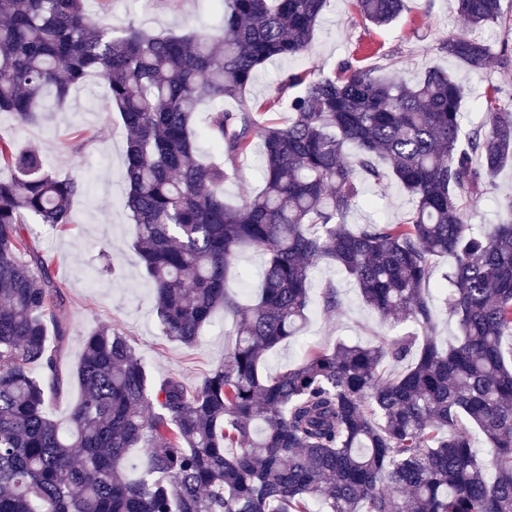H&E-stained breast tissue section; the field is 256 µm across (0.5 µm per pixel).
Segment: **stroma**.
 I'll use <instances>...</instances> for the list:
<instances>
[{
    "label": "stroma",
    "mask_w": 512,
    "mask_h": 512,
    "mask_svg": "<svg viewBox=\"0 0 512 512\" xmlns=\"http://www.w3.org/2000/svg\"><path fill=\"white\" fill-rule=\"evenodd\" d=\"M109 22L118 28L135 24L153 34L207 30L217 23L215 0H112ZM463 22L455 12V0H405V10L395 22L376 28L358 16L354 0H329L307 54L295 59H275L260 68L247 96L262 100L270 96L277 80L288 71L309 69L329 74L345 60L373 69L383 76L400 72L411 83L429 68L453 66L440 45ZM490 45L493 57L479 74L460 71L464 92L460 110L466 126L478 124L484 115L481 95L496 88L502 101H512V64L504 65L500 54L512 50V35L495 27L479 31ZM102 84L87 82L71 88L62 107L44 112L37 124L21 126L0 115V134L23 148L36 151L60 174L79 177L85 186L74 206V222L62 233L42 224L28 229L53 262V279L66 286L65 312L70 325L67 352L61 364L71 377L78 366L86 335L100 324L122 332L148 365L153 377L182 379L197 384L221 363L231 343V320L216 312L203 328L194 347H186L162 335L155 316L150 284L143 278L134 250V226L123 207L126 184L122 178L127 132L118 112L107 111ZM88 139L78 153L67 149L74 137ZM373 208H357L350 223L369 219L399 222L412 201L397 181L367 186ZM512 195V166L501 168L492 178L490 193L474 205L471 221L492 224L506 197ZM338 286L344 300L335 312L322 307L326 282ZM311 310L301 336L277 345L266 356L265 372L275 374L298 363L307 346L334 347L340 342H373L392 334L364 304L347 276L329 262L318 263L310 290Z\"/></svg>",
    "instance_id": "stroma-1"
}]
</instances>
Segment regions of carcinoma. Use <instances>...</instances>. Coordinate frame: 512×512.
<instances>
[{
    "mask_svg": "<svg viewBox=\"0 0 512 512\" xmlns=\"http://www.w3.org/2000/svg\"><path fill=\"white\" fill-rule=\"evenodd\" d=\"M109 2L94 13L89 0H0V114L35 124L72 86L103 83L129 133L125 208L162 334L192 345L222 307L234 339L189 387L154 380L122 332L99 326L76 370L79 401L66 421L51 419L46 404L64 386L65 285L26 230L67 228L84 184L0 136V163L14 170L0 180V512H512V198L498 223H469L486 178L512 161V108L486 89L485 120L465 132L456 70L409 84L349 60L330 75L289 73L272 98L251 101L260 66L310 49L328 0H217V31L181 35L118 30ZM455 2L465 28L441 49L480 73L491 50L469 30L511 32L512 11ZM356 5L377 27L405 7ZM285 96L288 122L265 119ZM200 137L220 158L199 159ZM256 139L263 186L230 205L224 182ZM359 173L401 185L413 201L403 220L348 224ZM245 248L266 256L251 306L226 288ZM440 256L451 259L445 304L459 332L446 347L432 336L429 291ZM323 259L382 320L412 330L310 348L263 372L266 353L306 324ZM323 305L342 306L330 283ZM386 362L405 368L389 374ZM473 424L492 445L487 458L472 450ZM133 448L146 455L135 479Z\"/></svg>",
    "mask_w": 512,
    "mask_h": 512,
    "instance_id": "obj_1",
    "label": "carcinoma"
}]
</instances>
